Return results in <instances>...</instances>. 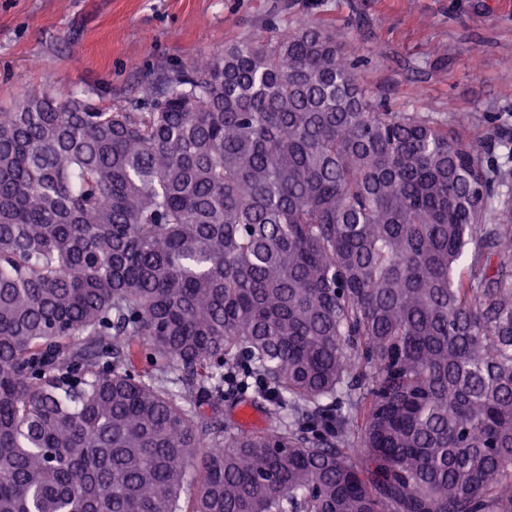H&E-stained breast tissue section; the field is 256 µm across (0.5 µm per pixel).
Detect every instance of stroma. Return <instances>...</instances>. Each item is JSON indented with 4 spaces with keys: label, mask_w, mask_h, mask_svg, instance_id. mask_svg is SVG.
Segmentation results:
<instances>
[{
    "label": "stroma",
    "mask_w": 512,
    "mask_h": 512,
    "mask_svg": "<svg viewBox=\"0 0 512 512\" xmlns=\"http://www.w3.org/2000/svg\"><path fill=\"white\" fill-rule=\"evenodd\" d=\"M505 0H0V107L76 93L131 105L156 76L271 27L325 24L398 112L512 125Z\"/></svg>",
    "instance_id": "stroma-1"
}]
</instances>
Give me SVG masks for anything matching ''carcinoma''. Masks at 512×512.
Returning <instances> with one entry per match:
<instances>
[{
	"instance_id": "carcinoma-1",
	"label": "carcinoma",
	"mask_w": 512,
	"mask_h": 512,
	"mask_svg": "<svg viewBox=\"0 0 512 512\" xmlns=\"http://www.w3.org/2000/svg\"><path fill=\"white\" fill-rule=\"evenodd\" d=\"M358 62L273 27L0 109V512H512V129Z\"/></svg>"
}]
</instances>
